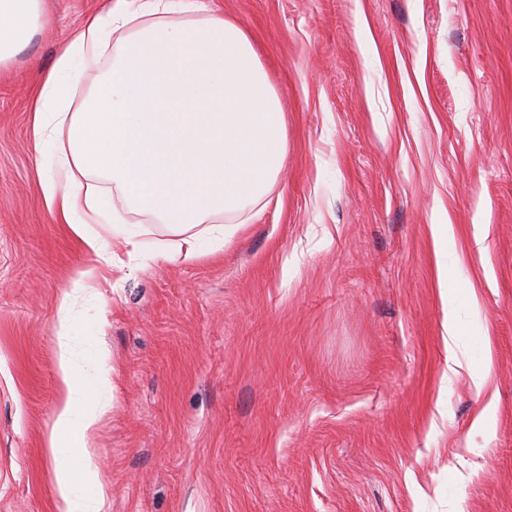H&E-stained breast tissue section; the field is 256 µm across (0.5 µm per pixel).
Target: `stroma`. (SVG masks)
Here are the masks:
<instances>
[{"label":"stroma","instance_id":"35a3bbf8","mask_svg":"<svg viewBox=\"0 0 512 512\" xmlns=\"http://www.w3.org/2000/svg\"><path fill=\"white\" fill-rule=\"evenodd\" d=\"M213 2L288 157L220 253L157 259L152 223L79 302L111 356L100 512H512V0ZM101 6L45 0L0 69V512H59L55 325L88 256L46 206L32 103ZM445 330L448 336H445V345L448 352L447 366L448 371L456 373V367H461L458 361L456 348L458 346V339L461 336L460 325L454 318L448 317V323L445 325Z\"/></svg>","mask_w":512,"mask_h":512}]
</instances>
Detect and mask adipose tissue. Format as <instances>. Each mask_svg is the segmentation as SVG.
Returning <instances> with one entry per match:
<instances>
[{
    "mask_svg": "<svg viewBox=\"0 0 512 512\" xmlns=\"http://www.w3.org/2000/svg\"><path fill=\"white\" fill-rule=\"evenodd\" d=\"M172 13L205 20L177 26L166 20ZM44 18L45 0H0V67ZM112 46L117 52L93 92L70 111L78 73ZM33 112L35 150L54 164L43 183L48 208L91 258L74 271L58 307L61 399L49 448L62 512H99L87 435L108 403L111 368L101 351L85 376L74 347V305L122 266L123 254L140 250L149 229L124 223L123 211L167 226L169 239L155 243L165 259L197 257L203 237L229 242L236 218L266 197L286 161L285 120L247 33L208 0H104L44 75ZM219 213L227 224L213 223ZM107 218L111 239L88 232V221ZM74 457L77 472L69 465Z\"/></svg>",
    "mask_w": 512,
    "mask_h": 512,
    "instance_id": "adipose-tissue-1",
    "label": "adipose tissue"
}]
</instances>
